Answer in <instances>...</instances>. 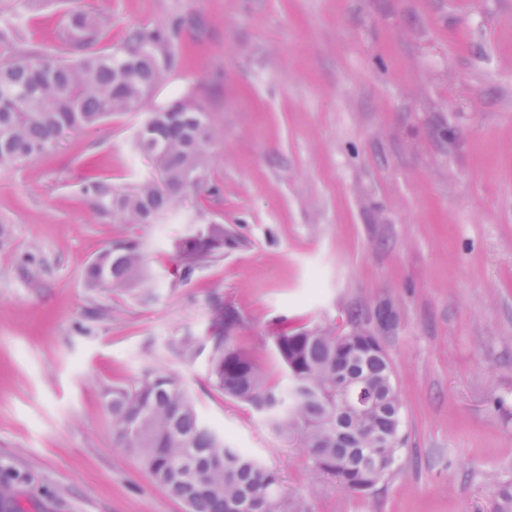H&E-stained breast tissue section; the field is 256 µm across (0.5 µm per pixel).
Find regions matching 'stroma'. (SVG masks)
Listing matches in <instances>:
<instances>
[{"mask_svg":"<svg viewBox=\"0 0 512 512\" xmlns=\"http://www.w3.org/2000/svg\"><path fill=\"white\" fill-rule=\"evenodd\" d=\"M112 18L94 48L181 20L168 81L135 112L0 167V467L23 512H185L112 438L106 389L150 365L201 417L275 470L310 512H501L512 492V0H13L0 20L61 53L69 11ZM212 112L208 172L154 224L96 214L83 186L149 172L134 148L152 109ZM218 223L224 253L183 272L176 245ZM139 238L147 279L87 287L114 238ZM287 387L289 328L378 336L404 443L376 490L313 475L304 449L211 386V307Z\"/></svg>","mask_w":512,"mask_h":512,"instance_id":"stroma-1","label":"stroma"}]
</instances>
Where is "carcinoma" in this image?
<instances>
[{
  "label": "carcinoma",
  "mask_w": 512,
  "mask_h": 512,
  "mask_svg": "<svg viewBox=\"0 0 512 512\" xmlns=\"http://www.w3.org/2000/svg\"><path fill=\"white\" fill-rule=\"evenodd\" d=\"M132 29L109 52L91 49L104 29L102 16L75 10L63 41L75 60L27 47L23 29H0V167L28 163L56 150L71 132L98 127L117 112L139 110L154 89L167 82L168 51L177 29ZM216 139L212 113L184 98L155 108L136 133L135 146L157 176L118 190L91 179L84 193L92 207L118 224H152L189 189L208 187L207 170ZM222 224L181 240L183 272L224 251ZM142 246L134 237L108 245L89 263L84 277L92 288L120 289L143 270ZM209 377L213 388L251 406L272 431L297 438L312 471L348 493L372 490L391 472L401 447V404L393 369L379 338L354 328L288 331L274 336V351L299 379L281 391L235 343L232 310L212 308ZM365 381L376 405L357 410L342 404L339 378ZM112 435L134 456L153 482L183 502L187 512H308L301 501L284 498L275 471L243 448H234L218 427L201 420L182 379L154 367L105 392ZM379 449L383 463L372 464ZM15 479L0 474V512H20Z\"/></svg>",
  "instance_id": "carcinoma-1"
}]
</instances>
